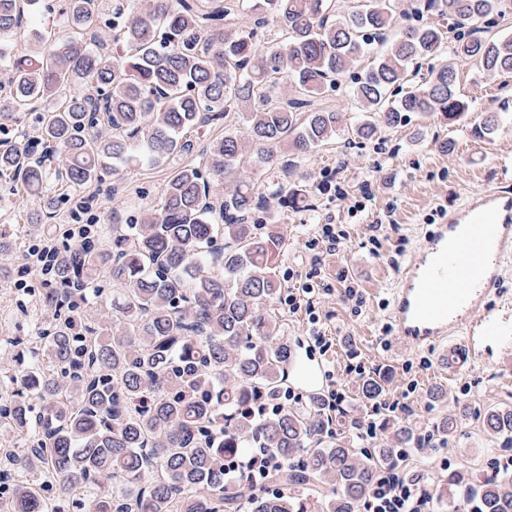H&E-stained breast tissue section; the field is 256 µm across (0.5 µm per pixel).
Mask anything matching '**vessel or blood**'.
<instances>
[{
    "mask_svg": "<svg viewBox=\"0 0 512 512\" xmlns=\"http://www.w3.org/2000/svg\"><path fill=\"white\" fill-rule=\"evenodd\" d=\"M510 256L512 193H471L397 272L389 318L398 343L444 345L436 366L452 380L484 362L491 345H511L512 304L503 300ZM293 368L310 394L326 391V362L297 361Z\"/></svg>",
    "mask_w": 512,
    "mask_h": 512,
    "instance_id": "1",
    "label": "vessel or blood"
}]
</instances>
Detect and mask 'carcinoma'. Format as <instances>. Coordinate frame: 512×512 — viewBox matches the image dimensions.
I'll use <instances>...</instances> for the list:
<instances>
[{
    "label": "carcinoma",
    "mask_w": 512,
    "mask_h": 512,
    "mask_svg": "<svg viewBox=\"0 0 512 512\" xmlns=\"http://www.w3.org/2000/svg\"><path fill=\"white\" fill-rule=\"evenodd\" d=\"M38 0H0V174L39 191L49 180L76 190L101 181L111 163L167 164L159 200L128 224L112 225L56 253L55 287L39 302V336L20 363L0 370V431L17 447L0 459L5 512H358L376 466L409 444L400 425L367 457L347 431L324 441L319 397L274 413L292 353L270 307L284 243L267 202L283 208L306 189L295 169L342 131V112L314 98L351 76L362 118L357 138L403 114L457 123L467 105L456 70L424 60L443 51L484 78L512 75V36L484 38L479 24L506 16V0H425L442 24L400 23L398 0H119L112 47L97 40L94 0L45 3L68 27L59 39L36 28ZM254 14L244 29L231 22ZM32 31L38 50L14 60L7 40ZM294 96L274 99L277 78ZM47 103L33 157L18 114ZM236 110L226 130L196 150L201 132ZM194 162L179 165L187 155ZM249 162L265 174L239 175ZM67 192L40 194L30 223L53 217ZM112 279L111 316L94 304ZM362 396H382L377 378ZM486 432L512 438V411L484 413ZM262 446L288 467L269 477L282 494L247 476L224 478V460ZM466 486L454 512H512V478L457 472Z\"/></svg>",
    "instance_id": "cac0c4a2"
}]
</instances>
